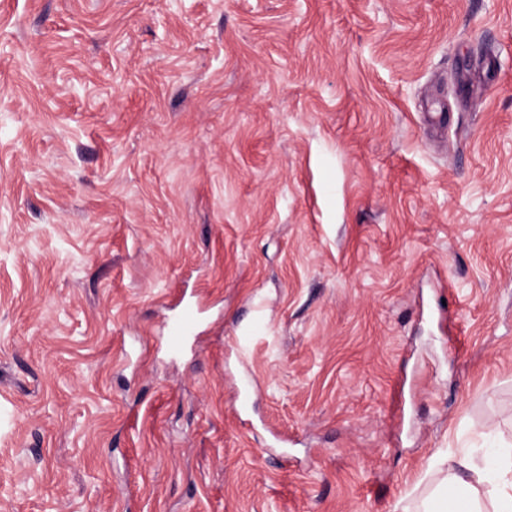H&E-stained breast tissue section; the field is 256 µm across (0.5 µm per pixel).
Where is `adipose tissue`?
<instances>
[{"label":"adipose tissue","mask_w":512,"mask_h":512,"mask_svg":"<svg viewBox=\"0 0 512 512\" xmlns=\"http://www.w3.org/2000/svg\"><path fill=\"white\" fill-rule=\"evenodd\" d=\"M512 512V448L489 449L474 481L460 477L456 461H449L438 494L428 498L422 512Z\"/></svg>","instance_id":"obj_1"}]
</instances>
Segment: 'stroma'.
I'll return each instance as SVG.
<instances>
[{"instance_id":"1","label":"stroma","mask_w":512,"mask_h":512,"mask_svg":"<svg viewBox=\"0 0 512 512\" xmlns=\"http://www.w3.org/2000/svg\"><path fill=\"white\" fill-rule=\"evenodd\" d=\"M492 443L512 0H0V512H417ZM195 314L192 310L187 309L183 312L181 317L172 324L171 334L168 336L167 350L169 352H176L181 349L182 342L186 334L191 330Z\"/></svg>"}]
</instances>
